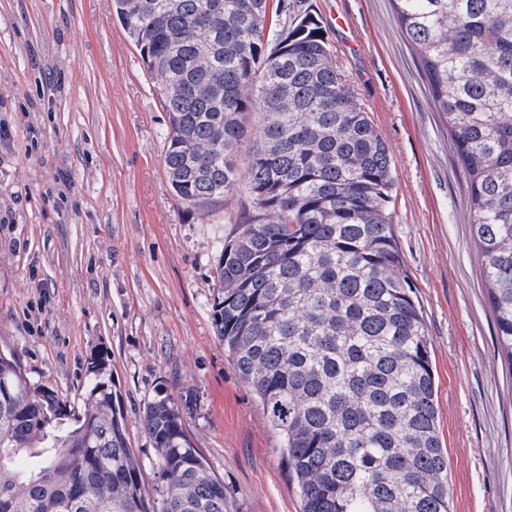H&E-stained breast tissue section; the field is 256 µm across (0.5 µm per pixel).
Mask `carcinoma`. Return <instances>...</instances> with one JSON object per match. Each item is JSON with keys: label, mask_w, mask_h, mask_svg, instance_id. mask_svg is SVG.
Listing matches in <instances>:
<instances>
[{"label": "carcinoma", "mask_w": 512, "mask_h": 512, "mask_svg": "<svg viewBox=\"0 0 512 512\" xmlns=\"http://www.w3.org/2000/svg\"><path fill=\"white\" fill-rule=\"evenodd\" d=\"M466 177L496 337L512 366V0H392ZM168 113L173 191L240 213L212 320L282 441L302 512H452L431 341L402 269L387 145L299 0H112ZM0 512H239L178 399L145 404L149 492L91 362L81 405L0 351Z\"/></svg>", "instance_id": "cac0c4a2"}]
</instances>
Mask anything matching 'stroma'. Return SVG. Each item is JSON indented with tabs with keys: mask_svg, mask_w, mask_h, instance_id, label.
I'll return each instance as SVG.
<instances>
[{
	"mask_svg": "<svg viewBox=\"0 0 512 512\" xmlns=\"http://www.w3.org/2000/svg\"><path fill=\"white\" fill-rule=\"evenodd\" d=\"M389 147L393 232L431 339L454 512H512V364L495 336L466 181L391 0H305ZM168 118L112 0H0V349L71 403L104 358L130 446L178 396L191 444L240 512H302L279 437L214 332L237 215L171 190Z\"/></svg>",
	"mask_w": 512,
	"mask_h": 512,
	"instance_id": "obj_1",
	"label": "stroma"
}]
</instances>
